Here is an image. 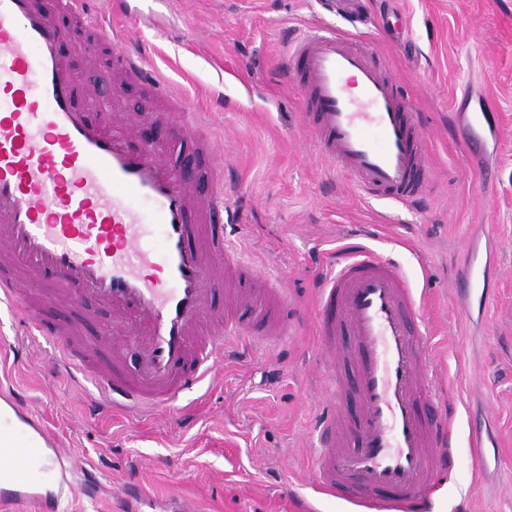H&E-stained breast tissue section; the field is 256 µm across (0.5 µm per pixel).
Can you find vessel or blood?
Returning a JSON list of instances; mask_svg holds the SVG:
<instances>
[{
  "mask_svg": "<svg viewBox=\"0 0 512 512\" xmlns=\"http://www.w3.org/2000/svg\"><path fill=\"white\" fill-rule=\"evenodd\" d=\"M87 2L0 0V301L50 342L54 367L92 385L100 410L166 412L200 390L217 361L286 341L296 313L287 288L265 277L214 314L225 275L255 274L226 233L234 213L224 159L204 128L181 120L186 101L167 93L135 40L114 47L112 64L165 103L171 128L149 142L145 118L82 102L63 48L78 42L91 55L112 41ZM288 61L318 152L368 199H421L433 170L418 114L370 49L312 27ZM486 124L485 112L466 113L469 158L482 154ZM142 200L153 206L159 245L146 236ZM453 293L464 307L486 306L477 255ZM88 297L112 311L98 335L47 325L48 310L75 312ZM315 312L330 398L316 422L312 490L361 512H425L461 447L479 456L483 437L472 417L460 438L457 409L436 387L419 289L395 259L359 245L319 283ZM16 436L11 422L0 424V500L58 512L78 462L42 432Z\"/></svg>",
  "mask_w": 512,
  "mask_h": 512,
  "instance_id": "obj_1",
  "label": "vessel or blood"
}]
</instances>
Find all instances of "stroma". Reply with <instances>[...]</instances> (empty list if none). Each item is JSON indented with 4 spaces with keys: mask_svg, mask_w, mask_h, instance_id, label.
Segmentation results:
<instances>
[{
    "mask_svg": "<svg viewBox=\"0 0 512 512\" xmlns=\"http://www.w3.org/2000/svg\"><path fill=\"white\" fill-rule=\"evenodd\" d=\"M372 22L357 31L421 114L435 182L418 210L386 220L389 204L363 197L317 151L291 79L290 41L308 26L339 23L320 0H153L154 37L107 0L90 9L116 41L137 32L187 120H202L224 153L232 183L235 238L264 275L284 280L299 314L286 345L258 346L220 365L189 415H104L86 387L53 373L49 347L26 336L0 308V393L18 398L97 481L94 494L65 493L59 512H360L311 492V434L326 367L312 309L320 258L374 234L425 293L438 384L458 412L482 421L485 463L461 452L452 485L429 512H512V0H365ZM73 59L86 91L109 76L116 107L163 120L154 99L112 74V60ZM482 99L498 132L474 172L456 131V101ZM476 238L493 290L483 317H468L451 294Z\"/></svg>",
    "mask_w": 512,
    "mask_h": 512,
    "instance_id": "obj_1",
    "label": "stroma"
}]
</instances>
